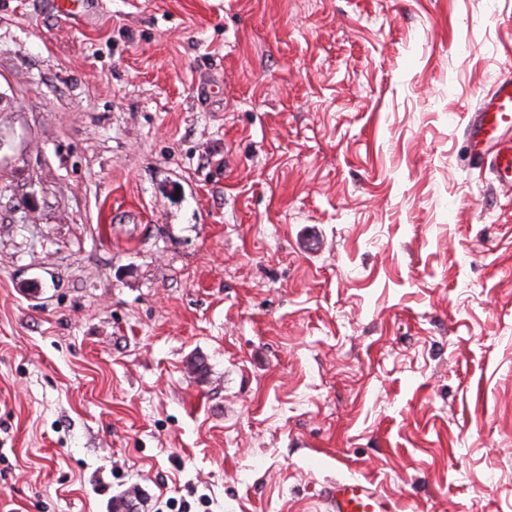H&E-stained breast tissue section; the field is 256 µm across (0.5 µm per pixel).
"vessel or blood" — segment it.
I'll use <instances>...</instances> for the list:
<instances>
[{"instance_id":"vessel-or-blood-1","label":"vessel or blood","mask_w":512,"mask_h":512,"mask_svg":"<svg viewBox=\"0 0 512 512\" xmlns=\"http://www.w3.org/2000/svg\"><path fill=\"white\" fill-rule=\"evenodd\" d=\"M512 126V75L500 77L493 95L475 112L466 126L469 160L499 174L512 173V141L503 139L501 128ZM329 512H395L396 505L370 484L343 479L324 492Z\"/></svg>"}]
</instances>
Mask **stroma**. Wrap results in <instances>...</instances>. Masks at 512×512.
<instances>
[{
    "instance_id": "1",
    "label": "stroma",
    "mask_w": 512,
    "mask_h": 512,
    "mask_svg": "<svg viewBox=\"0 0 512 512\" xmlns=\"http://www.w3.org/2000/svg\"><path fill=\"white\" fill-rule=\"evenodd\" d=\"M86 10L0 0V512H512V0ZM511 126L512 75L509 73L498 79L493 95L468 119L466 137L470 162L508 176L512 172V142L498 133L501 128ZM330 512H395L396 505L370 484L343 479L324 492Z\"/></svg>"
}]
</instances>
